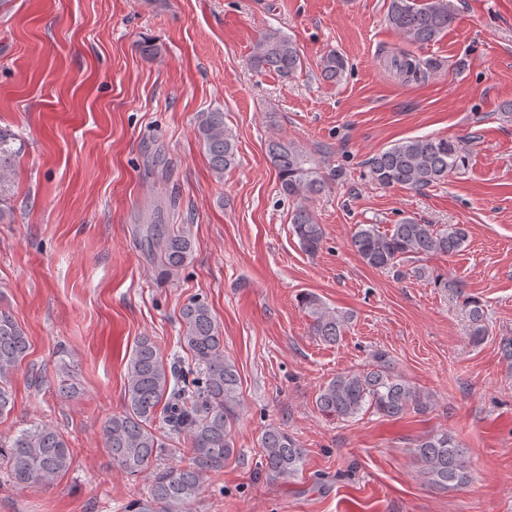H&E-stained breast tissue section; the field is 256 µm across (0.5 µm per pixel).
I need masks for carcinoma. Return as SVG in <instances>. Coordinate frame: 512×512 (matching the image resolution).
Instances as JSON below:
<instances>
[{"mask_svg":"<svg viewBox=\"0 0 512 512\" xmlns=\"http://www.w3.org/2000/svg\"><path fill=\"white\" fill-rule=\"evenodd\" d=\"M387 21L406 41L423 46L435 41L453 23L447 0H390ZM253 65L258 70L291 78L302 68V58L288 36L268 30L256 41ZM390 65L401 76L419 70L420 60L408 54H393ZM343 55L334 50L320 58V76L339 82L346 71ZM210 169L219 179L237 164L235 136L224 123V111L205 113L198 126ZM23 144L18 136L0 128V223L12 221L7 205L12 197L14 177ZM267 156L276 169L280 193L297 202L290 224L301 248L315 254L321 248L324 229L305 201L322 193L325 177L299 143L273 138L267 143ZM469 155L460 142L439 136L407 138L373 155L366 161V177L382 188L421 190L465 172ZM468 231L461 224L437 230L406 217L387 231L376 224H359L351 246L362 261L381 271H398L408 259L416 261L435 254L453 256L462 251ZM150 246L158 257L160 275L168 276L184 267L192 254L189 230L168 231L166 225L151 227ZM301 305L311 320L312 335L329 344L336 343L350 320L349 313L330 308L318 296L306 293ZM472 338L485 336L484 311L479 301H469ZM183 347L202 366L204 378L190 396L170 392L168 368L156 341L140 337L126 364L125 409L104 425L105 448L116 463L130 475L150 473L147 496L130 501L125 512H192V505L211 475L224 467L235 451L232 429L240 405V376L224 354V336L207 303L192 300L180 311ZM29 339L12 314L0 309V418L13 407L11 378L27 357ZM427 396L394 372L392 362L378 353L374 362L359 371L338 374L326 382L316 398L317 408L341 420L357 417L374 409L388 418H400L409 409L426 405ZM163 410V419L190 444L191 456L167 466H159L168 447L152 428ZM263 465L274 480L288 481L301 470L304 450L285 429L271 425L261 436ZM414 451L432 483L448 488L468 479L465 451L446 432L429 435ZM73 455L64 435L49 424L34 425L17 432L8 444L0 443V472L17 486L46 487L70 470Z\"/></svg>","mask_w":512,"mask_h":512,"instance_id":"obj_1","label":"carcinoma"}]
</instances>
